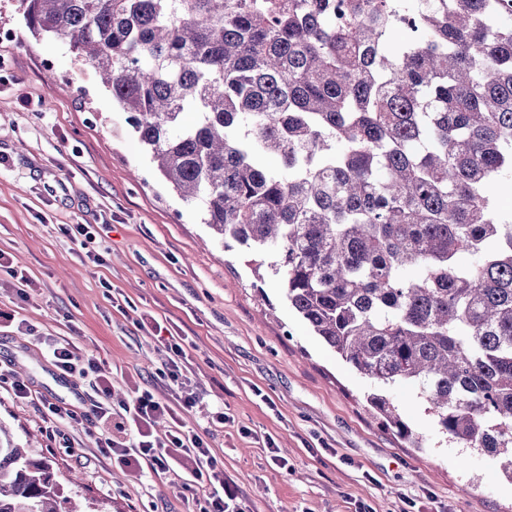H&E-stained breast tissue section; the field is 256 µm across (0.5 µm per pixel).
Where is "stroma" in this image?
I'll list each match as a JSON object with an SVG mask.
<instances>
[{"label":"stroma","mask_w":512,"mask_h":512,"mask_svg":"<svg viewBox=\"0 0 512 512\" xmlns=\"http://www.w3.org/2000/svg\"><path fill=\"white\" fill-rule=\"evenodd\" d=\"M64 224L111 230L83 248ZM0 251L13 265L0 270V372L32 380L43 400L85 409L94 393L61 378L37 337L96 357L114 399L147 391L166 402L174 392L151 322L181 340L200 398L182 420L224 465L223 484L204 493L231 488L242 512H512L503 457L449 441L413 386L388 395L423 447L372 419L376 384L314 336L279 277L256 278L270 256L225 249L159 174L94 68L63 43L33 37L19 0H0ZM42 402L0 389V424L51 460L71 501L197 512L183 469L135 478L79 425L66 427L69 445L59 447Z\"/></svg>","instance_id":"35a3bbf8"}]
</instances>
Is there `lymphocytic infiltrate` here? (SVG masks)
Wrapping results in <instances>:
<instances>
[{
    "mask_svg": "<svg viewBox=\"0 0 512 512\" xmlns=\"http://www.w3.org/2000/svg\"><path fill=\"white\" fill-rule=\"evenodd\" d=\"M43 345L62 376L76 375L88 380L99 397L87 411L64 402L42 401L48 436L60 435L61 425L76 423L96 432L101 454L116 459L133 474H140L146 467L156 473H167L189 461L193 464L190 475L195 483L223 482L221 462L198 433L178 427L162 437L153 432L158 417L177 418L179 412L193 408L198 402L196 393L183 385L187 355L181 343L171 340L163 344L168 355L166 377L178 388L174 402H159L148 392L122 402V410L137 431L136 437L128 440L123 437L124 423L112 420V382L96 359L80 354L67 340L47 339Z\"/></svg>",
    "mask_w": 512,
    "mask_h": 512,
    "instance_id": "1",
    "label": "lymphocytic infiltrate"
}]
</instances>
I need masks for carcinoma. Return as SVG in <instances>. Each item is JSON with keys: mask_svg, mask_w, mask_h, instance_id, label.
<instances>
[{"mask_svg": "<svg viewBox=\"0 0 512 512\" xmlns=\"http://www.w3.org/2000/svg\"><path fill=\"white\" fill-rule=\"evenodd\" d=\"M20 2L33 36L91 62L224 247L273 255L288 304L380 386L384 428L423 447L383 394L412 382L440 433L508 455L512 478V221L494 204L512 0ZM58 497L0 426V512Z\"/></svg>", "mask_w": 512, "mask_h": 512, "instance_id": "cac0c4a2", "label": "carcinoma"}]
</instances>
